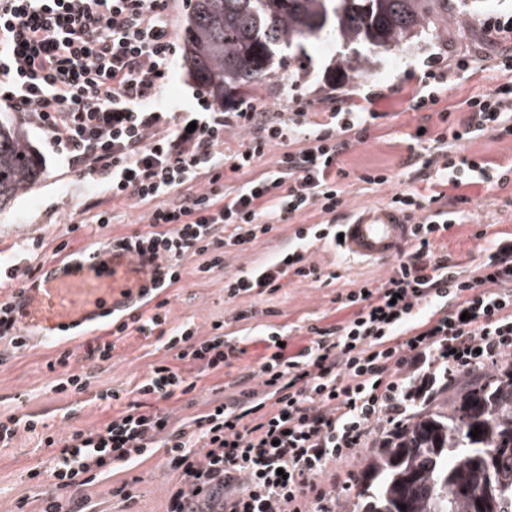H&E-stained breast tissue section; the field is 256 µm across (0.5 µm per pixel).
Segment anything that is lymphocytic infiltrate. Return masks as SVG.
I'll list each match as a JSON object with an SVG mask.
<instances>
[{
	"label": "lymphocytic infiltrate",
	"mask_w": 512,
	"mask_h": 512,
	"mask_svg": "<svg viewBox=\"0 0 512 512\" xmlns=\"http://www.w3.org/2000/svg\"><path fill=\"white\" fill-rule=\"evenodd\" d=\"M169 16L170 0H0V105L43 129L83 178L103 177L113 198L148 207L145 229L112 242L151 264L153 285L145 301L107 323L109 339L87 345L85 358L110 360L115 339L134 333L174 353L134 390L98 393L112 411L99 427L42 433L33 416L0 415V447L25 431L52 449L46 467L28 472L52 482L41 512H94L83 488L158 448L177 475L164 512H336L337 466L354 460L375 428L406 413L407 372L423 364L453 373L512 355V233L477 231L491 251L464 268L443 245L468 219L459 209L465 188L512 183L511 167L462 153L468 141L512 137V47L492 65L494 88L462 101L459 120L425 108L438 104L449 76L481 70L479 59L462 56L420 75L413 102L424 115L404 162L410 185L389 198L413 224V242L388 275L338 294L350 316L309 325L297 351L288 350L286 331L267 332L250 372L258 388L179 425L161 402L223 374L243 353L220 323L206 338L171 325L163 294L180 282L184 261L198 255L202 272L224 269L223 248L248 249L277 225L315 213L318 222L295 224L291 247L226 276L224 288L234 299L275 292L291 274L320 281L307 251L335 246L340 234L342 156L382 114L372 95L320 121L297 99L271 114L248 107L169 114L159 99L176 61ZM236 128L244 137L226 149L225 133ZM272 145L280 154L256 171ZM225 169L242 182L220 187ZM73 356L66 349L47 363L56 393L90 387Z\"/></svg>",
	"instance_id": "1"
}]
</instances>
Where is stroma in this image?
<instances>
[{"mask_svg": "<svg viewBox=\"0 0 512 512\" xmlns=\"http://www.w3.org/2000/svg\"><path fill=\"white\" fill-rule=\"evenodd\" d=\"M512 14V0H490L480 12L450 15L440 24V38L419 35L402 44L391 54L381 56L362 70L348 84H334L331 76L342 48L336 40L307 45L298 59H281L274 65L275 74L247 100L256 111L298 98L311 103L315 112L335 106L338 100L364 90L380 95L378 104L385 114L380 125L373 127L364 143L352 147L342 157L348 172V208L386 203L395 187H401L403 140L415 132L421 112L412 107V95L424 65L430 59H449L457 53H470L493 59L503 48L494 33L483 26L485 17ZM464 27L470 32L465 40H457L455 31ZM29 139L43 160L40 181L0 210V265L37 266L51 257L57 246L70 249L94 246L112 236L130 234L142 229V215L147 207L131 201L111 198L104 181H88L61 165L48 143L45 133L29 128ZM384 169L394 176L393 184L375 192L363 190L361 174ZM469 214L468 223L457 226L448 240V252L455 262L468 265L480 257L485 243L476 239L481 224L496 223L498 230L512 232V184L473 191L463 206ZM102 210L112 211V223L97 225L90 218ZM80 222L77 232H69L73 222ZM294 225L283 224L245 251L225 255L226 268L214 273L199 272L203 259L194 256L185 260L181 281L170 288V318L173 323H193L198 336L212 335L214 322H223L224 333L248 337L255 324L273 327L330 325L344 320L347 310L336 303L338 293L352 283L387 276L390 262L367 263L358 259L341 260L332 252L312 247L310 262L322 271L320 281L284 279L279 291L263 297L228 299L224 292V276L246 271L288 245ZM256 310L253 320H238L245 309ZM263 352L261 343L249 340L247 352L226 369L224 377L201 379L195 391L169 402L175 418L188 420L207 409L211 402L223 400L238 392V379L257 364ZM54 353L47 341L32 339L27 350L14 351L8 341L0 339V414H32L47 424L49 430L66 432L99 426L107 417L94 395L111 387L132 389L151 369L167 358L166 349L157 347L154 339L132 335L118 342L111 360L89 365L92 384L88 393L64 395L52 389L54 373L46 362ZM49 449L40 447L37 436L21 433L12 447H0V512H39L41 494L50 487L49 479H29L30 467L47 461ZM162 453H155L140 464L115 471L110 476L87 486L85 493L97 512H164L169 489L176 481L175 473L165 470ZM135 484L136 497L124 502L112 494L121 482Z\"/></svg>", "mask_w": 512, "mask_h": 512, "instance_id": "35a3bbf8", "label": "stroma"}]
</instances>
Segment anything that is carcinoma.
I'll use <instances>...</instances> for the list:
<instances>
[{
  "instance_id": "obj_1",
  "label": "carcinoma",
  "mask_w": 512,
  "mask_h": 512,
  "mask_svg": "<svg viewBox=\"0 0 512 512\" xmlns=\"http://www.w3.org/2000/svg\"><path fill=\"white\" fill-rule=\"evenodd\" d=\"M483 0H190L182 66L218 108L260 86L276 59L334 36L356 49L332 80L350 81L448 8ZM42 175L23 122L0 113V210ZM378 440L358 472L359 512H512V358L448 377ZM480 427L479 437L470 436ZM406 505L401 510L400 505Z\"/></svg>"
}]
</instances>
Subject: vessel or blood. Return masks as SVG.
<instances>
[{"label":"vessel or blood","instance_id":"1","mask_svg":"<svg viewBox=\"0 0 512 512\" xmlns=\"http://www.w3.org/2000/svg\"><path fill=\"white\" fill-rule=\"evenodd\" d=\"M340 249L349 257L384 261L412 239V226L388 205L350 211L341 226ZM45 275L14 298L13 316L23 331L76 332L96 326L103 315L133 304L149 282L147 263L112 245L93 247L81 258L59 256L44 264Z\"/></svg>","mask_w":512,"mask_h":512}]
</instances>
